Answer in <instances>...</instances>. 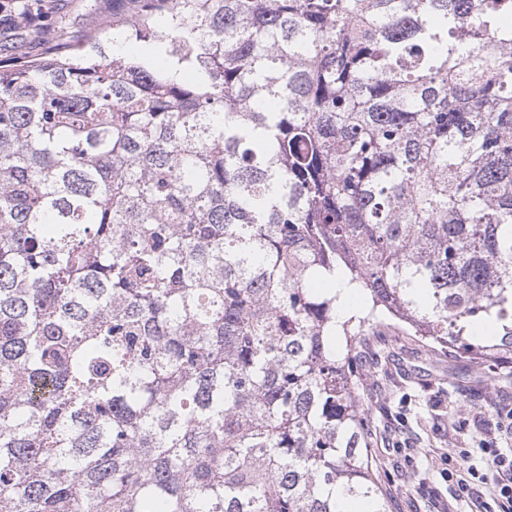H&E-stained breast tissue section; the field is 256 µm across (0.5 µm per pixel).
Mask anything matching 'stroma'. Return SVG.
<instances>
[{
    "label": "stroma",
    "instance_id": "1",
    "mask_svg": "<svg viewBox=\"0 0 512 512\" xmlns=\"http://www.w3.org/2000/svg\"><path fill=\"white\" fill-rule=\"evenodd\" d=\"M44 27L24 22L0 25V60L41 57L49 44L70 47L90 36L112 34V0H42ZM359 364L354 392L371 421V464L389 502V512H433L451 501L456 512H472L444 478L438 449L449 447L455 426L467 423L469 451L490 439L494 407L512 404V355L503 354L488 375L460 352L433 350L420 337L387 326L367 328L355 349ZM407 438L415 459L405 462L397 440Z\"/></svg>",
    "mask_w": 512,
    "mask_h": 512
}]
</instances>
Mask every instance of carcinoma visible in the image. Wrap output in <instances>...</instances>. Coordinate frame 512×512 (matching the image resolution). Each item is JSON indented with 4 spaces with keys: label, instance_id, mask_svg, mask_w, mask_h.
<instances>
[{
    "label": "carcinoma",
    "instance_id": "obj_1",
    "mask_svg": "<svg viewBox=\"0 0 512 512\" xmlns=\"http://www.w3.org/2000/svg\"><path fill=\"white\" fill-rule=\"evenodd\" d=\"M119 40L0 65V512H389L362 326L512 353V0H126Z\"/></svg>",
    "mask_w": 512,
    "mask_h": 512
}]
</instances>
